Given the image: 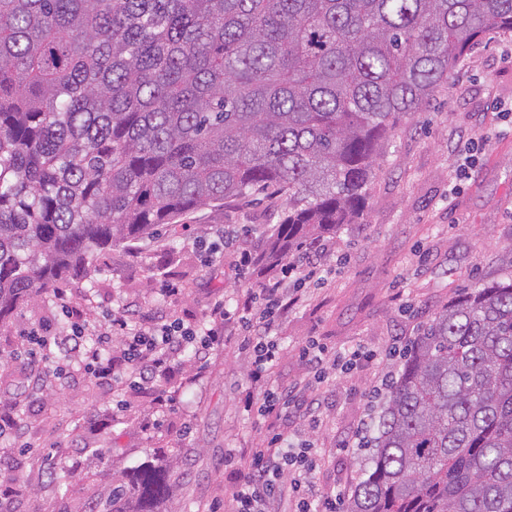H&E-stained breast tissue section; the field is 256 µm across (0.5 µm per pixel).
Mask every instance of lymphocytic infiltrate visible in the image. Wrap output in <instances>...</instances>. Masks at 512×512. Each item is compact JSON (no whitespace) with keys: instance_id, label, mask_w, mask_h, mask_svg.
Masks as SVG:
<instances>
[{"instance_id":"lymphocytic-infiltrate-1","label":"lymphocytic infiltrate","mask_w":512,"mask_h":512,"mask_svg":"<svg viewBox=\"0 0 512 512\" xmlns=\"http://www.w3.org/2000/svg\"><path fill=\"white\" fill-rule=\"evenodd\" d=\"M260 291L265 307L258 318L246 321L244 343L252 357V379L261 392L247 397L244 409L264 417L285 420L298 416L317 422L320 402L311 395L309 381L283 389L272 379L278 345L271 333L289 300L277 280L266 281ZM133 316L129 309L119 312L105 329L74 321L66 330L35 337L34 342L45 359L60 363L63 369L76 366L103 383L121 381L132 391H155L159 405H167L173 399L169 383L181 367L183 350L193 348L196 364L204 365L224 334L228 311L223 300H215L209 312L210 326L203 330L176 321L139 327L134 325ZM299 357L309 371L318 374L324 362L351 370L361 361L372 359L373 354L357 347L332 357L325 347L313 343L302 348ZM316 467L311 445L290 442L284 431L269 433L262 446L252 450L242 478L231 493L234 512H269L271 501L286 483L295 494L294 512H336V497L319 493L311 480Z\"/></svg>"}]
</instances>
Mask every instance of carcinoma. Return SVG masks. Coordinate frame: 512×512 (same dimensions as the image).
Instances as JSON below:
<instances>
[{
    "instance_id": "carcinoma-1",
    "label": "carcinoma",
    "mask_w": 512,
    "mask_h": 512,
    "mask_svg": "<svg viewBox=\"0 0 512 512\" xmlns=\"http://www.w3.org/2000/svg\"><path fill=\"white\" fill-rule=\"evenodd\" d=\"M512 0H0V327L89 256L270 189V273L356 224L398 122ZM344 512H512V277L407 351ZM144 465L89 512H160Z\"/></svg>"
}]
</instances>
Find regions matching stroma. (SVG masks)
<instances>
[{"instance_id":"stroma-1","label":"stroma","mask_w":512,"mask_h":512,"mask_svg":"<svg viewBox=\"0 0 512 512\" xmlns=\"http://www.w3.org/2000/svg\"><path fill=\"white\" fill-rule=\"evenodd\" d=\"M288 202L268 192L208 206L183 217L178 233L160 232L92 257V280L67 283L82 319L107 325L125 307L143 323L176 316L206 323L214 300L234 314L204 370L182 367L181 393L159 407L153 393L125 398L81 371L33 391L34 365L23 331H55L68 319L54 301L26 302L0 330V401L18 403V437L0 438V512H87L113 481L148 461L172 464L170 512H231L237 468L224 455L247 457L268 431L307 439L330 463L315 472L320 490L350 495L365 477L384 402L375 389L395 379L402 353L461 289L512 273V32L491 30L456 67L430 104L402 119L385 144L368 185L367 211L321 243L316 279H285L298 303L276 321V385L302 380L300 349L312 341L330 352L355 346L379 360L340 373L327 369L315 393L316 427L292 418L247 414L253 384L237 318L258 312V278L238 268L242 251H258L260 229L280 223ZM224 230L218 254L208 247ZM177 284L164 296L161 283ZM366 440L351 447L357 430ZM71 472L73 487L52 482L50 469Z\"/></svg>"}]
</instances>
